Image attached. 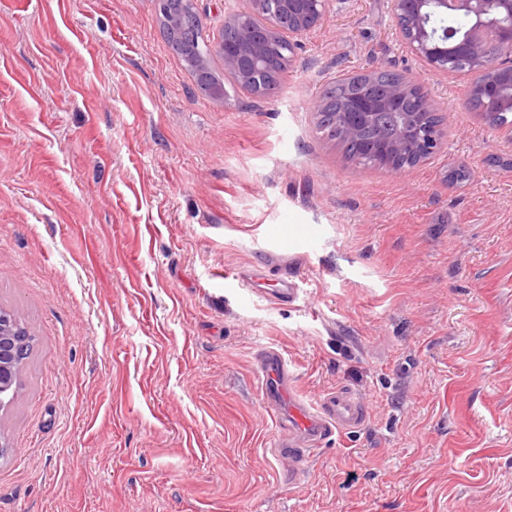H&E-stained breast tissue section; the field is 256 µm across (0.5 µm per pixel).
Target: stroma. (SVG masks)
<instances>
[{
	"instance_id": "obj_1",
	"label": "stroma",
	"mask_w": 512,
	"mask_h": 512,
	"mask_svg": "<svg viewBox=\"0 0 512 512\" xmlns=\"http://www.w3.org/2000/svg\"><path fill=\"white\" fill-rule=\"evenodd\" d=\"M158 17L0 0V306L33 337L0 512H512V140L470 74L407 51L389 0H329L274 96L228 77L216 99ZM368 70L445 122L398 175L316 127L322 87ZM267 349L366 414L293 489Z\"/></svg>"
}]
</instances>
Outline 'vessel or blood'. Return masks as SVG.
Segmentation results:
<instances>
[{
	"label": "vessel or blood",
	"mask_w": 512,
	"mask_h": 512,
	"mask_svg": "<svg viewBox=\"0 0 512 512\" xmlns=\"http://www.w3.org/2000/svg\"><path fill=\"white\" fill-rule=\"evenodd\" d=\"M260 372L263 398L272 411L279 413L280 424L287 432L278 446L296 464H303L319 443L333 434L363 426L362 404L350 391L336 390L315 404L299 399L289 384L288 366L277 351L262 354Z\"/></svg>",
	"instance_id": "1"
}]
</instances>
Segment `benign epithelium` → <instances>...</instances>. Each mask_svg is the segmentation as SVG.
I'll return each instance as SVG.
<instances>
[{
    "label": "benign epithelium",
    "mask_w": 512,
    "mask_h": 512,
    "mask_svg": "<svg viewBox=\"0 0 512 512\" xmlns=\"http://www.w3.org/2000/svg\"><path fill=\"white\" fill-rule=\"evenodd\" d=\"M269 0H243L240 8L228 13L224 26L233 28L235 38L217 39L207 43V53L224 63V71L231 74L245 89H250L252 72L268 66L267 46L273 39L288 42V54L281 59L284 69L292 65L298 38L306 35L326 15L328 0H276L279 16L263 17V6ZM392 16L398 35L405 47L420 58L431 70H448V55L467 62L474 74L466 98L487 99L491 107L512 108V71L508 73V88L503 89L486 78L498 69L489 54L495 45L505 54H512V0H391ZM446 15L450 12L471 15L477 23V33L463 41L451 38L452 32L442 34L426 27L427 13ZM417 80L402 78L380 94L363 95L343 113L346 118L343 136L358 139L359 126L380 108L389 109L411 97ZM423 111L414 126L403 127L397 135L385 142H367L363 154L386 171L400 173L399 159L407 148L415 151L421 162L440 147L445 131L427 124V112L437 110L435 101L420 91ZM26 341L22 336L0 326V386L11 382L20 366L17 358Z\"/></svg>",
    "instance_id": "benign-epithelium-1"
}]
</instances>
